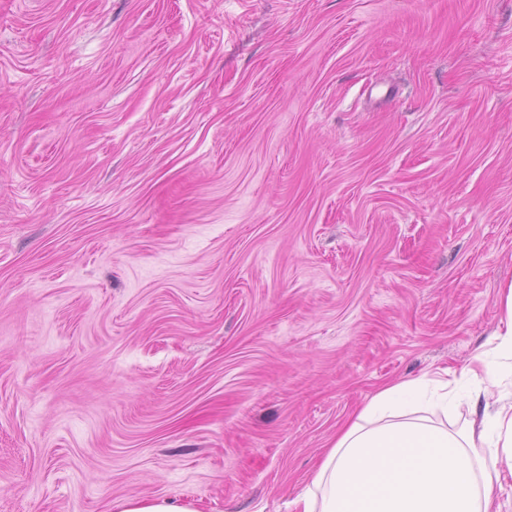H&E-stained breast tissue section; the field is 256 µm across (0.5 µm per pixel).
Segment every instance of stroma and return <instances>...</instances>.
<instances>
[{
    "label": "stroma",
    "instance_id": "stroma-1",
    "mask_svg": "<svg viewBox=\"0 0 512 512\" xmlns=\"http://www.w3.org/2000/svg\"><path fill=\"white\" fill-rule=\"evenodd\" d=\"M511 283L512 0H0V512H295ZM116 512H194V510L178 501L167 499H130L113 503Z\"/></svg>",
    "mask_w": 512,
    "mask_h": 512
}]
</instances>
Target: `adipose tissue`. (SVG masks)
Listing matches in <instances>:
<instances>
[{"instance_id":"obj_1","label":"adipose tissue","mask_w":512,"mask_h":512,"mask_svg":"<svg viewBox=\"0 0 512 512\" xmlns=\"http://www.w3.org/2000/svg\"><path fill=\"white\" fill-rule=\"evenodd\" d=\"M494 351L452 374L382 386L351 414L295 500L298 512H500L512 468V290ZM465 402L460 430L448 414Z\"/></svg>"}]
</instances>
